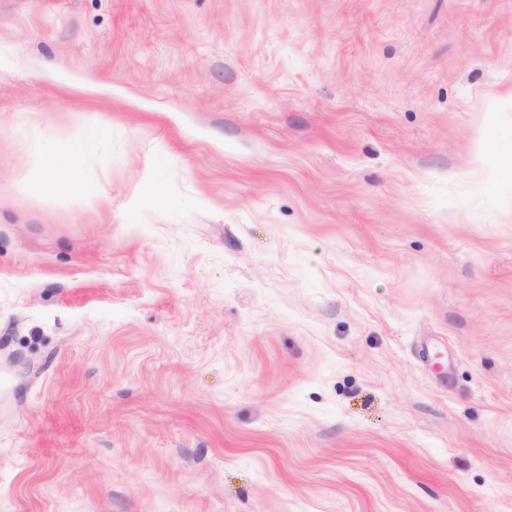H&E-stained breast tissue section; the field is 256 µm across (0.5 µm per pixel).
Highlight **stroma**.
Here are the masks:
<instances>
[{
    "mask_svg": "<svg viewBox=\"0 0 512 512\" xmlns=\"http://www.w3.org/2000/svg\"><path fill=\"white\" fill-rule=\"evenodd\" d=\"M0 512H512V0H0ZM103 130L102 125L86 129L78 140L46 142L41 149L43 186L52 194L81 195L86 201L97 203L99 194L92 180L82 167L83 148L96 140Z\"/></svg>",
    "mask_w": 512,
    "mask_h": 512,
    "instance_id": "stroma-1",
    "label": "stroma"
}]
</instances>
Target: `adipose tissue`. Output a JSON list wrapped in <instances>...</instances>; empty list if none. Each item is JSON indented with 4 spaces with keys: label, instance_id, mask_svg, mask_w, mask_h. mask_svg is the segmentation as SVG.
<instances>
[{
    "label": "adipose tissue",
    "instance_id": "obj_1",
    "mask_svg": "<svg viewBox=\"0 0 512 512\" xmlns=\"http://www.w3.org/2000/svg\"><path fill=\"white\" fill-rule=\"evenodd\" d=\"M101 132V127L94 126L86 129L80 139L44 143L41 149L44 187L57 196L76 193L88 202H97L99 194L83 170L81 153Z\"/></svg>",
    "mask_w": 512,
    "mask_h": 512
}]
</instances>
